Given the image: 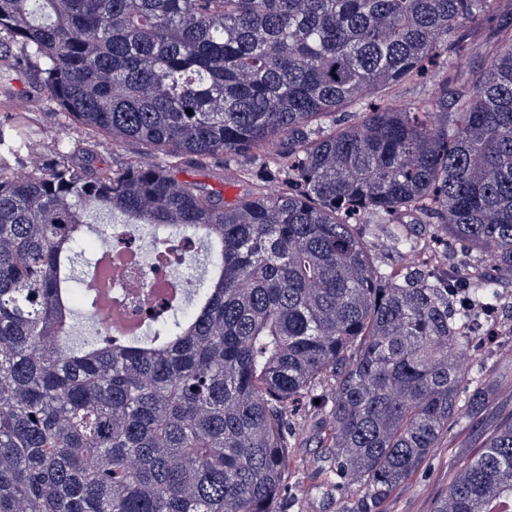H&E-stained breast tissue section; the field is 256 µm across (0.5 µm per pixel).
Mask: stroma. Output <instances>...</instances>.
Listing matches in <instances>:
<instances>
[{
	"mask_svg": "<svg viewBox=\"0 0 512 512\" xmlns=\"http://www.w3.org/2000/svg\"><path fill=\"white\" fill-rule=\"evenodd\" d=\"M28 100L33 103L31 112L37 131L34 145L38 155L55 152L63 135H70L76 141L85 139L83 131L63 130L52 102L46 96L36 95L29 73L0 64V119ZM245 164V158L233 156L225 157L220 164H185L177 171L176 177L198 183L206 191L214 193L217 203L222 204L226 201L225 185H235L242 195L249 191V184L237 178L239 167ZM500 321L503 332L487 337L472 352L474 363L485 366L488 375L498 376V386L481 412L450 427V447L441 449L426 461L412 480L392 494L386 504V512H431L435 501L446 491L455 465L478 448L488 427L512 416V335L506 331L507 326L512 325L511 308L501 311ZM301 445V454L308 466L296 476L300 492L288 512H342L343 500L315 476L328 456L327 449L318 447L308 436L303 438Z\"/></svg>",
	"mask_w": 512,
	"mask_h": 512,
	"instance_id": "stroma-1",
	"label": "stroma"
}]
</instances>
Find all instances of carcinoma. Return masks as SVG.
Returning a JSON list of instances; mask_svg holds the SVG:
<instances>
[{
    "label": "carcinoma",
    "mask_w": 512,
    "mask_h": 512,
    "mask_svg": "<svg viewBox=\"0 0 512 512\" xmlns=\"http://www.w3.org/2000/svg\"><path fill=\"white\" fill-rule=\"evenodd\" d=\"M512 0H0V60L24 62L65 126L155 160L114 169L61 144L20 177L34 128L0 127V512H286L315 405L344 512L393 491L480 409L465 306L512 287ZM479 60L474 65L462 49ZM193 114H187V110ZM269 155L230 206L180 162ZM288 180L279 185L280 172ZM164 269L197 227L209 279L180 281L119 342L98 310L88 218ZM371 217L408 257L382 268ZM436 235L418 256L412 225ZM460 246L477 280L433 258ZM69 260L64 279L58 267ZM79 294L87 311L72 304ZM320 403H315V400ZM432 512H512V420L458 463Z\"/></svg>",
    "instance_id": "obj_1"
}]
</instances>
